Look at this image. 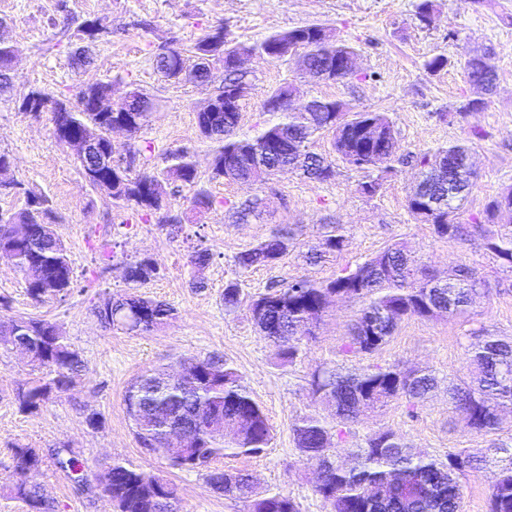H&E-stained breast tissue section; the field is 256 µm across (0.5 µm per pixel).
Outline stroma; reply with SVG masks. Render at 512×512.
Returning a JSON list of instances; mask_svg holds the SVG:
<instances>
[{
    "label": "stroma",
    "mask_w": 512,
    "mask_h": 512,
    "mask_svg": "<svg viewBox=\"0 0 512 512\" xmlns=\"http://www.w3.org/2000/svg\"><path fill=\"white\" fill-rule=\"evenodd\" d=\"M418 2L0 0V41L18 49L13 86L0 93V152L11 162L7 179L24 186L20 194L0 193V212L25 208L26 192L41 195L46 220L67 249L74 280L65 297L36 303L26 290L27 274L0 259V316L56 323L84 364L73 386L52 394L38 411L25 412L16 393L39 373L15 349L0 346V486L16 477V447L28 446L47 454L33 480L45 489L53 512H113L105 498L81 494L74 480L49 459L52 449L68 448L83 464L85 483L95 484L101 464L120 460L170 481L178 512H247L245 502L214 492L205 473L178 470L141 448L124 404L127 386L144 370L172 368L182 360L212 354L237 368L272 428V440L261 453L227 455L216 459L214 468L252 475L258 492L290 495L301 512H330L313 491V467L301 457L292 432L296 418L317 408L310 376L318 368L354 373L396 363L432 370L438 378L437 388L423 403L401 399L361 415L349 435L337 442L339 455L385 430L439 459L461 448L479 453L494 442L512 446V412L503 414L499 431L480 435L448 404L449 382L469 373L470 333L486 328L512 336V265L489 253L483 237H439L407 208V195L419 174L415 156L451 142L470 146L477 172L461 203V223L483 219L486 203L512 188V0H435L428 25L417 17ZM103 17L112 24L111 36L87 45L91 65L77 64L82 44L71 36V29ZM219 24L230 40L253 49L245 66L253 74L255 90L241 104L240 133L255 134L271 121V113L263 108L265 95L290 81L297 88V103L336 98L356 111L388 114L397 149L378 195H362L364 172L342 161L323 182L290 171L248 188L210 179L216 145L201 136L197 113L216 87L167 81L155 68L154 53L170 41L191 48ZM311 24L326 27L355 48L353 78L316 83L300 75L297 58L278 62L257 53L267 37ZM471 43L492 50L498 77L487 105L462 116L459 108L481 96L457 64ZM437 55L448 63L429 72L425 63ZM94 79L111 83L114 97L136 87L161 104L136 137L113 133V157L130 164L132 172H157L169 151L189 149L200 175L198 187L214 197V206L185 209L181 201L187 187L169 183L173 213L181 219L170 226L126 203L105 199L82 177L74 151L54 138L48 113L18 109L19 97L32 89L76 105L79 89ZM248 199L257 201L259 218L234 223L235 207ZM332 224L344 228V250L307 261L306 253L318 246L325 226ZM283 225L294 231L287 253L274 265L236 274L235 256ZM398 241L407 242L438 276L462 264L476 273L484 291L475 298L470 317H409L376 351L345 356L339 347L362 304L336 297L316 339L303 341L297 357L284 363L246 308H224L228 280L239 279L248 298L272 284L324 282ZM195 249L211 256L204 269L187 262ZM141 258L153 259L158 273L136 285L126 281L124 268ZM200 279L205 282L201 289L195 286ZM130 293L166 302L174 310L173 319L147 333L104 328L96 306L107 297ZM93 411L100 417L95 428L86 422Z\"/></svg>",
    "instance_id": "obj_1"
}]
</instances>
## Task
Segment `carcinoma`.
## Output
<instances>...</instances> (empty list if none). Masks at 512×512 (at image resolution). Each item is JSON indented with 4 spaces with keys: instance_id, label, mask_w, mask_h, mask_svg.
I'll list each match as a JSON object with an SVG mask.
<instances>
[{
    "instance_id": "obj_1",
    "label": "carcinoma",
    "mask_w": 512,
    "mask_h": 512,
    "mask_svg": "<svg viewBox=\"0 0 512 512\" xmlns=\"http://www.w3.org/2000/svg\"><path fill=\"white\" fill-rule=\"evenodd\" d=\"M110 28L104 18L81 24L77 36L94 41ZM298 50L302 58L324 72L320 80L335 83L354 74L350 62L355 57L351 46L328 35L321 25H309L269 36L259 50L265 56L284 59L288 50ZM167 55L154 56L155 67L170 80L190 70L201 71L199 85L213 81L214 71L224 70L222 87L215 101L224 103V92L239 87L244 74L233 66V57L251 48L231 43L224 26L212 28L196 42L191 53L166 46ZM16 49L0 44V89L11 85L10 63ZM494 53L488 49H468L463 70L470 84L492 92L497 70ZM145 94L137 89L128 92L125 101L112 98V86L101 80L89 81L78 92V105L63 101L47 106L49 98L31 90L21 100L19 111L42 112L50 109L52 132L57 141L68 138L106 142L112 127L125 124L131 137L145 126L158 109L151 99L149 110L137 111ZM240 112H199L200 134L217 143L211 178L225 179L245 186L264 181L284 170H298L309 178L326 181L333 176L332 161L308 150V140L321 131L334 134V150L350 166L370 171L390 163L396 153L392 123L383 112H354L347 103L330 98H313L303 112L289 108L279 111L278 120L267 125L257 136L237 134ZM469 156V147L453 143L417 157L423 167L421 180L407 197L411 214L423 224L433 226L440 237L456 239L471 231L481 233L486 249L512 265V229L489 233L483 225L466 228L457 221L459 202L471 190L476 173L462 178L456 192L448 193V180L453 178L457 163ZM165 167L159 173L142 172L134 177L130 168L110 158L100 168L80 164L89 185L112 192L111 200H123L145 215H158L160 224H177L167 214L171 206L167 183L181 182L193 189L187 198L191 208H209L215 200L205 191L195 189L197 168L190 152L176 149L164 157ZM27 207L8 216L0 214V251L10 250L15 265L24 269L31 263L40 265L42 280L30 283L27 292L41 302L48 297L66 294L73 284V271L67 250L44 222V201L26 192ZM512 223V188L488 202L484 221L492 223L503 217ZM291 239L286 227L234 259L236 273L277 262L286 252ZM346 242L343 226L336 225L324 235L322 247L339 253ZM158 272L151 259L127 263L126 277L131 283H145ZM432 275L405 242H396L374 254L355 268L326 283L306 280L290 281L258 296L250 305L251 318L273 344L277 356L293 361L300 341L316 338V329L330 299L338 296L363 302L350 336L341 345L345 355L369 354L387 343L399 322L417 316L423 318L464 317L477 280L473 271L460 266L448 273L446 288L430 287ZM240 303L239 282L228 281L224 287V308L235 310ZM100 322L109 328L128 333L151 332L164 328L172 319L173 309L166 303L139 295L109 297L96 308ZM480 342L469 355L471 380L448 383V403L454 412L464 416L469 427L489 434L500 427L499 412L512 409V338H500L487 329L478 331ZM15 343L26 346L31 366L52 375L48 381L34 384L16 393L21 408L33 410L48 399L54 390L64 391L74 383L83 369L76 349L60 327L43 319L14 317L0 319V345ZM193 381L170 383L163 370L148 369L138 375L125 393L126 412L133 422L135 436L149 451L163 445L168 426L157 421L159 411L196 413L204 428L196 435L187 455L168 459L170 466L188 471L207 470L211 488L228 497L248 503V512H300L296 500L282 493L261 494L254 489L250 476L211 470L215 459L231 450L235 454L260 453L272 439L268 420L252 397L237 369L216 356L193 359ZM437 384L436 377L424 370L403 369L398 365L368 368L343 375L329 368L312 373L311 387L315 401L336 420L340 429L331 433L326 417L316 410L296 419L292 431L296 448L306 461L321 471V481L314 492L329 504L331 512H460L462 478L479 469L480 461L496 469V481L489 498V512H512V446L493 445L480 460L466 450L448 453L443 460L415 453L394 431L369 436L365 445L352 449L354 463L336 457L332 437L342 438L343 427L357 421L364 409H380L390 402L406 399L416 405L426 399ZM17 477L3 488L12 498L26 504L28 512H51L39 484L29 479L37 471L43 455L34 448L20 446L15 450ZM62 471L76 472L82 466L78 458L63 451L52 453ZM99 477L110 484L116 512H171L175 502L174 488L164 479L121 461L101 465Z\"/></svg>"
}]
</instances>
